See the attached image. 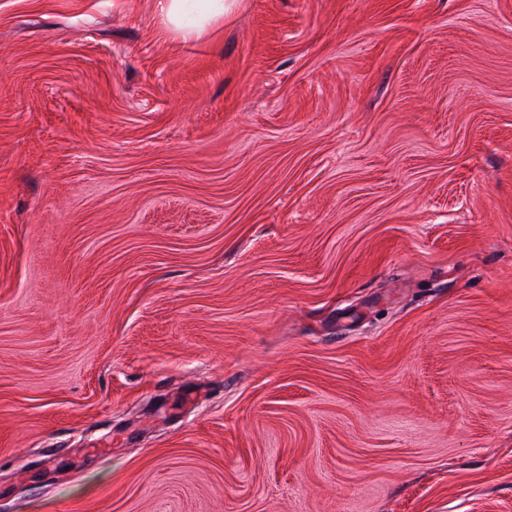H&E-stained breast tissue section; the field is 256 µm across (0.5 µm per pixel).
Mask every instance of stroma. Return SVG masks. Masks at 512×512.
<instances>
[{
    "mask_svg": "<svg viewBox=\"0 0 512 512\" xmlns=\"http://www.w3.org/2000/svg\"><path fill=\"white\" fill-rule=\"evenodd\" d=\"M0 512H512V0H0ZM161 15L175 29L185 33L197 32L212 21L225 17L235 6L236 0H157ZM187 3L195 10V18L191 24L185 22L188 11Z\"/></svg>",
    "mask_w": 512,
    "mask_h": 512,
    "instance_id": "1",
    "label": "stroma"
}]
</instances>
